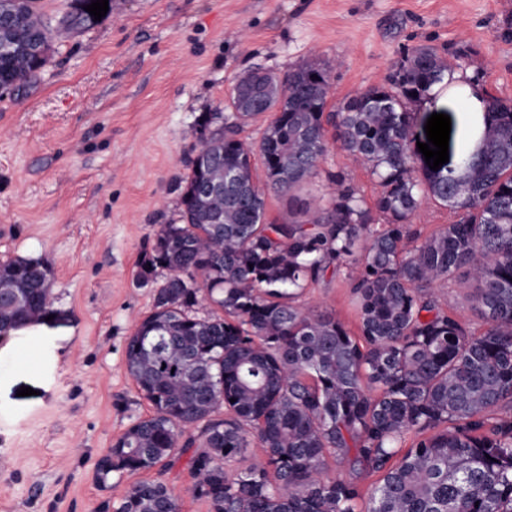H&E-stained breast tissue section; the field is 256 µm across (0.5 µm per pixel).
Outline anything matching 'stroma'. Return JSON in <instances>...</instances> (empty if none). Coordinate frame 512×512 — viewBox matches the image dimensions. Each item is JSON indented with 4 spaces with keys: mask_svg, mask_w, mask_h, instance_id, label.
<instances>
[{
    "mask_svg": "<svg viewBox=\"0 0 512 512\" xmlns=\"http://www.w3.org/2000/svg\"><path fill=\"white\" fill-rule=\"evenodd\" d=\"M39 4L59 28L57 51L22 90L0 96V263H48L52 299L49 319L0 336V512H102L145 478L165 482L179 512H209L188 491V454L104 484L96 473L151 412L125 343L153 307L140 263L160 225L178 219L199 121L223 111L253 67L281 75L328 61L337 105L431 46L455 62L456 78L417 103L414 123L449 115L457 159L475 96L512 99V0H117L79 32L59 27L73 0ZM433 289L465 327L484 329L463 274ZM299 301L357 326L344 271ZM24 386L32 395L19 396Z\"/></svg>",
    "mask_w": 512,
    "mask_h": 512,
    "instance_id": "1",
    "label": "stroma"
}]
</instances>
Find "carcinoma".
<instances>
[{
	"label": "carcinoma",
	"mask_w": 512,
	"mask_h": 512,
	"mask_svg": "<svg viewBox=\"0 0 512 512\" xmlns=\"http://www.w3.org/2000/svg\"><path fill=\"white\" fill-rule=\"evenodd\" d=\"M75 0L64 29L96 25ZM54 32L38 0H0V80L21 86L47 63ZM433 47L407 54L384 85L329 105L330 66L311 60L233 85L221 137L201 140L184 177L176 224H163L140 276L166 271L152 311L128 336L126 364L152 414L98 461L100 481L171 462L186 437L193 497L209 512H512V101L468 130L453 171L415 174L409 105L443 80ZM271 112L259 141L240 129ZM367 166L380 191L367 205L342 171L325 202L286 223L266 199L321 174L330 143ZM260 158L263 184L254 178ZM431 198L456 220L424 239L412 229ZM357 331L295 304L348 261ZM467 269L487 321L475 334L439 307L431 285ZM51 269L0 263V287L28 307L0 306L3 330L50 300ZM202 281H197V277ZM205 295L217 310L198 314ZM224 417H219V411ZM256 437L264 461L235 474ZM400 460H395V457ZM349 475H328V460ZM380 480L368 491L365 480ZM115 512H178L157 480L133 485Z\"/></svg>",
	"instance_id": "cac0c4a2"
}]
</instances>
